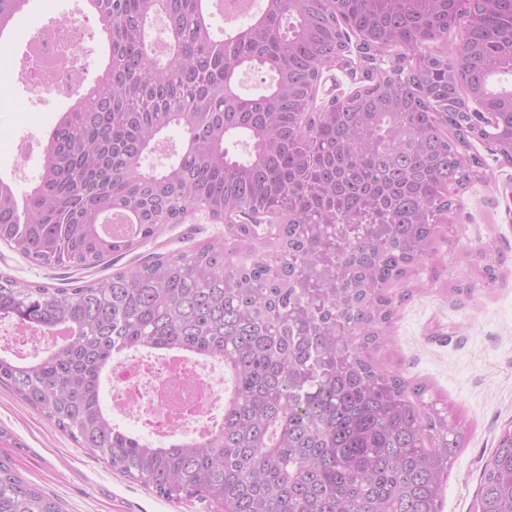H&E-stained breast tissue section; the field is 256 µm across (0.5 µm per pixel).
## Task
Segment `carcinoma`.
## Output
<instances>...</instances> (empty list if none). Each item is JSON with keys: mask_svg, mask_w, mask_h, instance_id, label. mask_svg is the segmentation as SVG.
Segmentation results:
<instances>
[{"mask_svg": "<svg viewBox=\"0 0 512 512\" xmlns=\"http://www.w3.org/2000/svg\"><path fill=\"white\" fill-rule=\"evenodd\" d=\"M111 60L44 137L26 208L0 177V241L40 266L84 268L121 256L177 224L185 210H275L269 259L239 264L221 246L155 254L101 282L70 287L0 275V319L64 339L25 362L0 355V385L80 447L158 495L202 497L220 512H440L448 460L464 447L455 417L376 366L392 318L390 282L423 263L448 189L483 178L471 140L512 164V0H265L243 30L210 36L208 0H91ZM29 0H0V40ZM174 35L168 60L148 58L150 20ZM465 19L459 41L424 47ZM386 52L419 53L359 86L308 125L322 61L338 55L339 21ZM245 69L255 94L233 93ZM479 100L486 115L469 112ZM179 128L163 169L144 160ZM131 215L133 236L103 225ZM367 215L380 231L336 224ZM248 248L261 229L229 228ZM184 352L221 359L235 381L200 441L163 446L113 423L101 376L121 354ZM0 512H60L0 462ZM476 512H512V435L484 468Z\"/></svg>", "mask_w": 512, "mask_h": 512, "instance_id": "1", "label": "carcinoma"}]
</instances>
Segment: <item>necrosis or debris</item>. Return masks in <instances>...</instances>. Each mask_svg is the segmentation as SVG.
<instances>
[{
	"label": "necrosis or debris",
	"mask_w": 512,
	"mask_h": 512,
	"mask_svg": "<svg viewBox=\"0 0 512 512\" xmlns=\"http://www.w3.org/2000/svg\"><path fill=\"white\" fill-rule=\"evenodd\" d=\"M85 34V19L73 17L64 25L46 22L26 37L31 59L50 77L46 83L29 81L32 93L72 100L78 71L76 48ZM223 399L222 382L211 367L195 359L177 364L165 355L140 354L121 359L112 368L113 407L131 415L154 442L184 431L204 437Z\"/></svg>",
	"instance_id": "4bbe7bcc"
}]
</instances>
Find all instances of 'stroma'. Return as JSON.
Masks as SVG:
<instances>
[{"label":"stroma","mask_w":512,"mask_h":512,"mask_svg":"<svg viewBox=\"0 0 512 512\" xmlns=\"http://www.w3.org/2000/svg\"><path fill=\"white\" fill-rule=\"evenodd\" d=\"M86 0H30L7 46L0 48V74L19 66L24 38L49 19L85 11ZM69 107L39 100L25 81L0 88V177L25 195L37 180L44 156L16 161L19 136L43 140ZM486 177L454 196L451 224L436 238L421 265L390 285L397 301L386 339L371 358L408 381L427 386L426 401L459 417L467 442L442 477L441 512H473L486 463L500 434L512 427V165L498 161L488 145L474 142ZM227 237L223 223L205 212L166 225L158 237L123 256L84 269L72 264L39 266L0 244V273L21 282L66 286L102 281L150 253L188 252ZM489 249L496 283L484 281L474 255ZM0 462L29 485L53 497L61 512H215L198 499L172 502L112 468L58 431L7 387L0 386Z\"/></svg>","instance_id":"obj_1"}]
</instances>
